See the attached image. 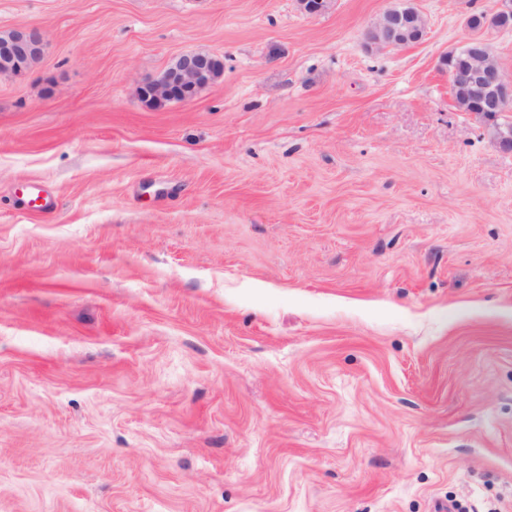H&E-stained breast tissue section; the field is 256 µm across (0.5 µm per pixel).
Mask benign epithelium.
Returning <instances> with one entry per match:
<instances>
[{"label":"benign epithelium","instance_id":"obj_1","mask_svg":"<svg viewBox=\"0 0 512 512\" xmlns=\"http://www.w3.org/2000/svg\"><path fill=\"white\" fill-rule=\"evenodd\" d=\"M401 5L386 10L368 29L366 39L382 48L397 49L423 40L427 23L413 6L414 0H400ZM498 28L512 29V0H498L493 12ZM46 48L45 35L36 29L16 28L0 33V74H20L39 60ZM460 50L467 65L460 69L446 67L450 87L461 91L479 113L498 116L512 110V77H507L498 62L492 60L487 42L472 38ZM222 62L202 52H186L158 77L144 81L140 97L155 105L168 100H187L219 76ZM496 142L505 153L512 152V125L497 126Z\"/></svg>","mask_w":512,"mask_h":512}]
</instances>
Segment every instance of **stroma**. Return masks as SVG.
I'll use <instances>...</instances> for the list:
<instances>
[{"label": "stroma", "mask_w": 512, "mask_h": 512, "mask_svg": "<svg viewBox=\"0 0 512 512\" xmlns=\"http://www.w3.org/2000/svg\"><path fill=\"white\" fill-rule=\"evenodd\" d=\"M397 2L0 0V512H512V154L441 67L512 29ZM415 0H400L401 5L386 10L368 29L366 39L378 47L397 49L423 40L427 23L413 6ZM46 48L45 35L36 29L16 28L0 33V74H20L39 60ZM222 69V62L208 53H183L160 76L141 84L140 97L150 105L190 99L218 77Z\"/></svg>", "instance_id": "1"}]
</instances>
